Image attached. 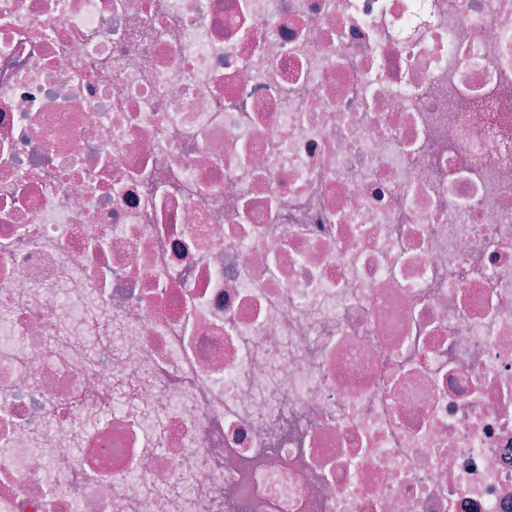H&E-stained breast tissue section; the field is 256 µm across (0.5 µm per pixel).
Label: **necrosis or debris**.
<instances>
[{
  "label": "necrosis or debris",
  "instance_id": "obj_1",
  "mask_svg": "<svg viewBox=\"0 0 512 512\" xmlns=\"http://www.w3.org/2000/svg\"><path fill=\"white\" fill-rule=\"evenodd\" d=\"M0 512H512V0H0Z\"/></svg>",
  "mask_w": 512,
  "mask_h": 512
}]
</instances>
